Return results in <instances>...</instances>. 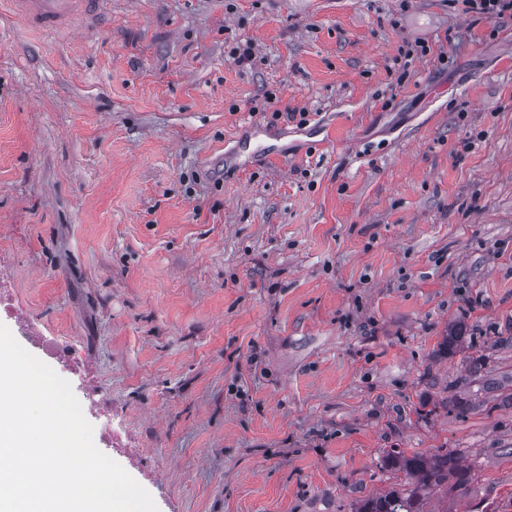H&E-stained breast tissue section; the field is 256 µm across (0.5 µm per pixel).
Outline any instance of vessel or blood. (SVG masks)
<instances>
[{
  "label": "vessel or blood",
  "instance_id": "obj_1",
  "mask_svg": "<svg viewBox=\"0 0 512 512\" xmlns=\"http://www.w3.org/2000/svg\"><path fill=\"white\" fill-rule=\"evenodd\" d=\"M13 14L35 29L89 28L108 19L106 0H9Z\"/></svg>",
  "mask_w": 512,
  "mask_h": 512
}]
</instances>
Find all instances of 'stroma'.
I'll list each match as a JSON object with an SVG mask.
<instances>
[{
	"mask_svg": "<svg viewBox=\"0 0 512 512\" xmlns=\"http://www.w3.org/2000/svg\"><path fill=\"white\" fill-rule=\"evenodd\" d=\"M0 290L81 342L159 512H355L407 488L393 449L470 468L427 512H507L512 17L112 0L86 35L0 0Z\"/></svg>",
	"mask_w": 512,
	"mask_h": 512,
	"instance_id": "obj_1",
	"label": "stroma"
}]
</instances>
